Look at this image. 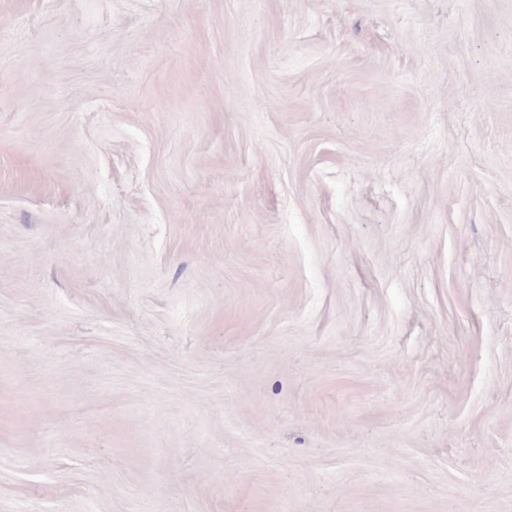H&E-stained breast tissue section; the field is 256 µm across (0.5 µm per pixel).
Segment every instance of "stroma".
<instances>
[{
  "label": "stroma",
  "instance_id": "stroma-1",
  "mask_svg": "<svg viewBox=\"0 0 512 512\" xmlns=\"http://www.w3.org/2000/svg\"><path fill=\"white\" fill-rule=\"evenodd\" d=\"M0 512H512V0H0Z\"/></svg>",
  "mask_w": 512,
  "mask_h": 512
}]
</instances>
